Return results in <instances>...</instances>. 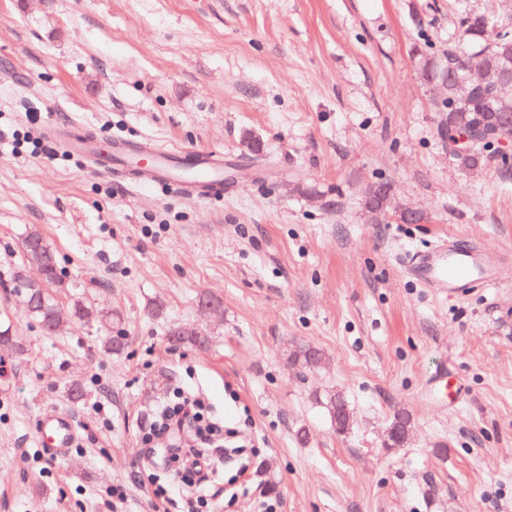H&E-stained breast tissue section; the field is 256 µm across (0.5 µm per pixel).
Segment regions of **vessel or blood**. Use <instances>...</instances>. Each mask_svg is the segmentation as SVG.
<instances>
[{
    "label": "vessel or blood",
    "instance_id": "1",
    "mask_svg": "<svg viewBox=\"0 0 512 512\" xmlns=\"http://www.w3.org/2000/svg\"><path fill=\"white\" fill-rule=\"evenodd\" d=\"M185 148L165 146L153 141L128 145L116 138L104 162L113 175L124 178L130 166H137L142 177L159 185H176L187 192H220L224 186V156L213 152L195 156L184 175H177L176 168L183 164ZM512 262L490 254L481 244L449 236L447 243L431 250L413 254L405 271L423 287L447 292L449 297L461 299L472 292L489 288L506 279ZM41 435L53 448L71 447L76 431L68 416L49 412L44 414Z\"/></svg>",
    "mask_w": 512,
    "mask_h": 512
}]
</instances>
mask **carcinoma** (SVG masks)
Returning a JSON list of instances; mask_svg holds the SVG:
<instances>
[{"instance_id": "1", "label": "carcinoma", "mask_w": 512, "mask_h": 512, "mask_svg": "<svg viewBox=\"0 0 512 512\" xmlns=\"http://www.w3.org/2000/svg\"><path fill=\"white\" fill-rule=\"evenodd\" d=\"M464 39L467 50L448 52L453 58L454 72L448 73V88L441 103L435 106L438 112L459 113L473 124L479 116L504 117L512 114V88L502 89L493 85L482 88H469V94L462 96L457 81L464 78L469 66V56H478L477 67L499 72L512 82V25L506 23L497 27L485 22L482 15H470L464 21ZM452 163L465 171L478 172L490 163L499 161L498 146L486 141L475 146L474 152L462 157L450 156ZM25 260L43 269L46 286L64 287V282L57 273L55 254L46 239L34 230L23 241ZM27 275L25 268L18 267L13 272L12 287L21 294L27 303L31 315L46 330H51L57 319V307L50 293L38 294L25 287ZM175 342L203 345L207 337L196 329L176 330L171 333ZM327 412L336 426V432L343 433L349 429L350 416L345 399L332 394L326 401Z\"/></svg>"}]
</instances>
